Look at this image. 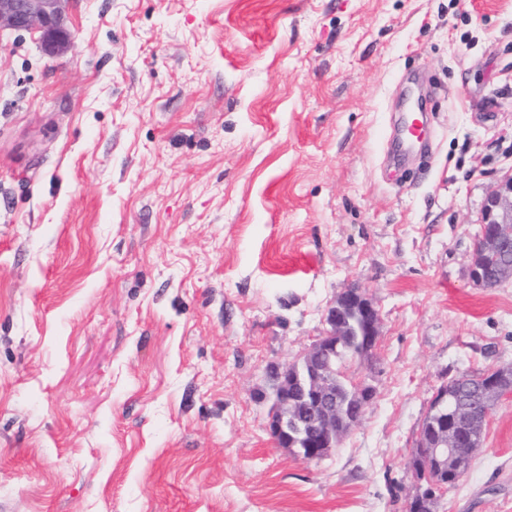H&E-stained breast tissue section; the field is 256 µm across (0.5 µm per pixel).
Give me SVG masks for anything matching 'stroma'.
<instances>
[{
    "instance_id": "stroma-1",
    "label": "stroma",
    "mask_w": 512,
    "mask_h": 512,
    "mask_svg": "<svg viewBox=\"0 0 512 512\" xmlns=\"http://www.w3.org/2000/svg\"><path fill=\"white\" fill-rule=\"evenodd\" d=\"M0 31V512H406L437 388L512 365L474 283L512 177V0H68ZM431 155L386 167L411 77ZM360 288L377 389L328 457L268 370ZM435 512H512V400ZM66 0H0V29L28 31L39 28L45 50L51 55L63 53L71 34L64 27ZM296 400L288 398V389L275 390L274 392V413L271 417L269 431L272 438L278 444V447L289 448L291 447V434L288 429V421L282 416L276 415L277 410L284 408H295Z\"/></svg>"
}]
</instances>
